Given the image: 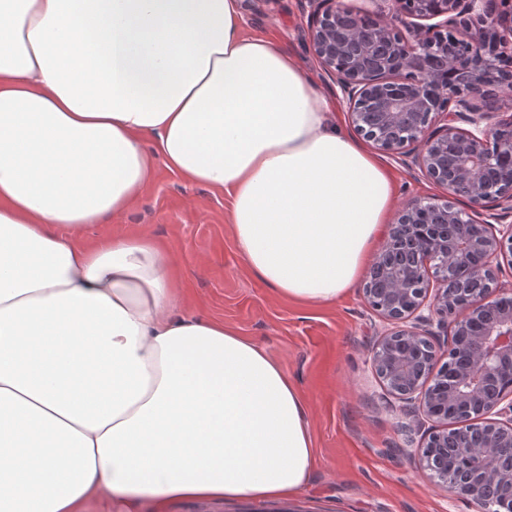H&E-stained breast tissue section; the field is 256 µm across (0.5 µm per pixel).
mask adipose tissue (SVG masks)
<instances>
[{"label":"adipose tissue","instance_id":"1","mask_svg":"<svg viewBox=\"0 0 512 512\" xmlns=\"http://www.w3.org/2000/svg\"><path fill=\"white\" fill-rule=\"evenodd\" d=\"M242 26L239 0H0V512L276 501L308 481L281 366L179 314L150 238L80 244L159 160L228 195L239 253L280 296L332 303L361 277L393 177Z\"/></svg>","mask_w":512,"mask_h":512}]
</instances>
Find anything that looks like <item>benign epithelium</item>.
<instances>
[{"mask_svg":"<svg viewBox=\"0 0 512 512\" xmlns=\"http://www.w3.org/2000/svg\"><path fill=\"white\" fill-rule=\"evenodd\" d=\"M391 2L364 27L340 0H308L310 50L355 131L446 190L408 201L373 260L362 292L386 326L371 368L431 481L512 512V289L495 286L512 267V121L474 101L486 88L512 101V0ZM488 203L500 212L477 222Z\"/></svg>","mask_w":512,"mask_h":512,"instance_id":"benign-epithelium-1","label":"benign epithelium"}]
</instances>
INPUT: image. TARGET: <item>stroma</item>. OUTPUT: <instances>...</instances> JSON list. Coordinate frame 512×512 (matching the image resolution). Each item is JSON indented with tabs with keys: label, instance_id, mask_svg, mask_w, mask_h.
<instances>
[{
	"label": "stroma",
	"instance_id": "stroma-1",
	"mask_svg": "<svg viewBox=\"0 0 512 512\" xmlns=\"http://www.w3.org/2000/svg\"><path fill=\"white\" fill-rule=\"evenodd\" d=\"M243 30L275 36L321 94L336 87L308 50L303 0H240ZM398 203L444 196L443 187L389 155ZM228 197L156 164L131 210L91 228L84 245L111 235L148 236L172 259L181 310L219 320L254 340L303 393L317 466L296 496L277 501L170 502L166 512H476L417 469L386 407L369 357L381 321L360 286L332 304L298 305L252 274L235 247Z\"/></svg>",
	"mask_w": 512,
	"mask_h": 512
}]
</instances>
